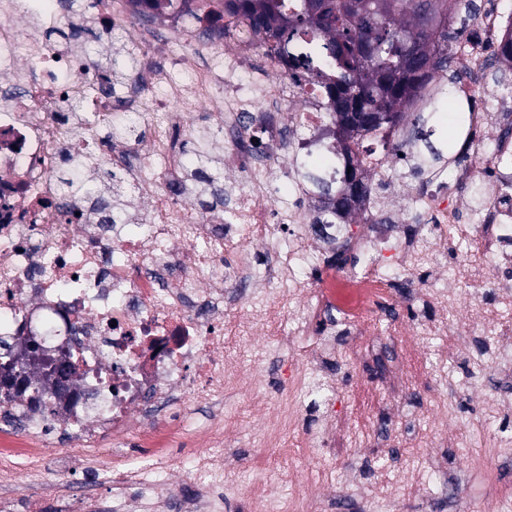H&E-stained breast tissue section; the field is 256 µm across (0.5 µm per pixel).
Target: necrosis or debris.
I'll return each instance as SVG.
<instances>
[{"label":"necrosis or debris","mask_w":512,"mask_h":512,"mask_svg":"<svg viewBox=\"0 0 512 512\" xmlns=\"http://www.w3.org/2000/svg\"><path fill=\"white\" fill-rule=\"evenodd\" d=\"M37 3L35 34L19 21V0H0V336L50 406L32 408L20 392L0 403L13 436L0 445L1 486L22 474L37 480L40 448H56L65 476L71 449L106 441L128 465L106 480L83 468L58 512H100L103 484L112 512L146 501L160 512H221L224 445L212 429L232 413L225 395L249 390L264 412L253 436L262 451L299 436L324 447L336 432V398L347 390L325 362L341 333L351 351L426 370L433 412L416 418L413 431L446 413L480 420L495 447H512V398L489 388L492 376L512 377V93L487 81L503 63L511 11L489 0L473 32L461 35L454 93L468 112L459 155L405 186L413 223L400 224L388 203L408 150L377 152L365 135L350 141L370 186L361 203L369 221L353 232L312 223L318 199L302 182L291 198L278 196L299 155L331 149L327 91L293 58L259 59L262 40L244 15L219 0L154 23L148 0H86L78 13ZM59 27L124 32L141 57L134 80L114 88L88 67L86 45L50 38ZM182 69L189 79L176 78ZM131 114L143 120L139 139L109 136ZM197 123L224 137L233 177L221 211L172 191L186 182ZM86 142L99 166L131 184L138 223L89 224L63 207L55 174ZM477 175L487 198L480 209L465 202ZM230 309L250 342L228 366ZM45 320L55 334L37 357L30 337ZM270 326L273 340L253 341ZM452 328L482 342L463 368L435 349ZM304 343L307 358L274 384L271 358ZM70 356L78 370L61 393L50 363ZM475 393L482 401L462 409L460 397ZM250 467L262 479L249 490L247 512H316L315 473L283 495L262 453Z\"/></svg>","instance_id":"obj_1"}]
</instances>
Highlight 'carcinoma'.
Listing matches in <instances>:
<instances>
[{
	"label": "carcinoma",
	"mask_w": 512,
	"mask_h": 512,
	"mask_svg": "<svg viewBox=\"0 0 512 512\" xmlns=\"http://www.w3.org/2000/svg\"><path fill=\"white\" fill-rule=\"evenodd\" d=\"M360 0H230L229 7L242 11L266 38L265 45L277 54L287 52L293 42L309 47L305 64L314 66L329 92V106L336 124L342 125L337 142L348 151L350 138L376 129L395 128L417 83L448 69L451 50L448 19L452 0H383L381 11H366ZM350 113L368 114L361 127L346 125ZM214 131L192 132L195 167L189 174L197 190V204L205 210L224 206L222 168L212 151ZM89 154L79 152L57 174V181L70 209L90 208L97 223L112 224L126 208L121 191L125 180L110 170L106 180L94 183L83 178L92 169ZM358 178L362 200L367 186L357 168L340 179V186L308 169L303 178L315 192L329 201L328 213L342 221L348 209L336 211V195L349 176Z\"/></svg>",
	"instance_id": "1"
}]
</instances>
